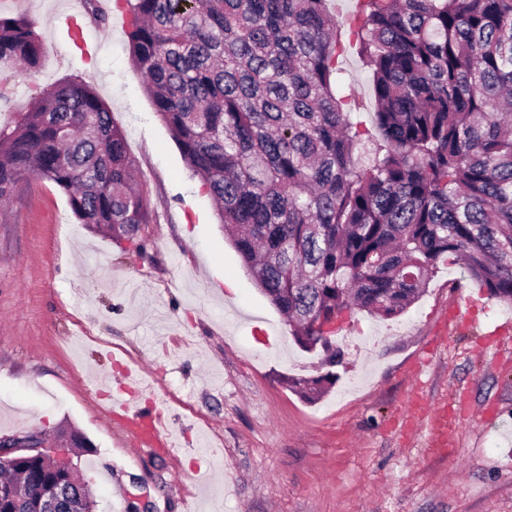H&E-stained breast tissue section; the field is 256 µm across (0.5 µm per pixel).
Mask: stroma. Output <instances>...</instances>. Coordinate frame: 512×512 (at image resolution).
Returning a JSON list of instances; mask_svg holds the SVG:
<instances>
[{"label":"stroma","mask_w":512,"mask_h":512,"mask_svg":"<svg viewBox=\"0 0 512 512\" xmlns=\"http://www.w3.org/2000/svg\"><path fill=\"white\" fill-rule=\"evenodd\" d=\"M71 0H0L35 21L40 67L0 63V119L72 80L120 126L152 224L131 241L84 226L52 182L18 183L0 216V440L74 429L95 512H512V306L452 257L402 315L358 310L336 338L337 379L317 402L293 387L325 374L295 344L224 234L130 62L120 17L100 22ZM370 74L349 53L341 93L370 127ZM233 288H226V281ZM121 357L165 393L170 427L193 457L130 448L99 391ZM448 408L447 450L412 396Z\"/></svg>","instance_id":"35a3bbf8"}]
</instances>
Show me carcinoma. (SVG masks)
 <instances>
[{"label":"carcinoma","instance_id":"carcinoma-1","mask_svg":"<svg viewBox=\"0 0 512 512\" xmlns=\"http://www.w3.org/2000/svg\"><path fill=\"white\" fill-rule=\"evenodd\" d=\"M371 76L366 135L340 95L346 52L328 0H124L133 67L257 286L305 347L321 317L406 312L440 258L512 304V0H355ZM34 23L0 17V62L37 68ZM125 134L75 81L0 122V203L54 183L80 223L131 239L156 217ZM318 345L325 365L344 355ZM333 373L293 385L310 401ZM42 459L0 468L32 494ZM84 487L65 512H94ZM0 512H31L0 497Z\"/></svg>","mask_w":512,"mask_h":512}]
</instances>
